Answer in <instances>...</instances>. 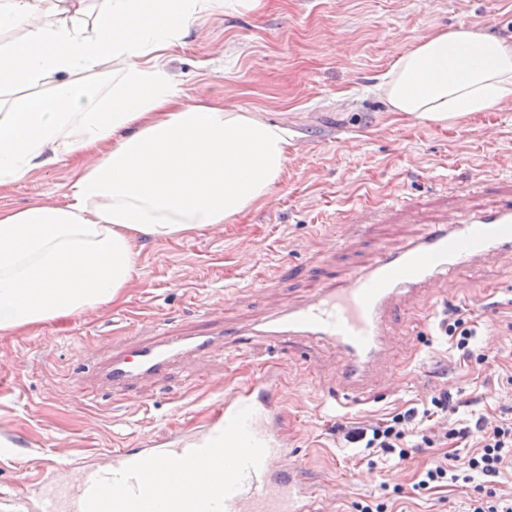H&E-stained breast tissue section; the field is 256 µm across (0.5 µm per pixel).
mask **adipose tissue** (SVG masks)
<instances>
[{"instance_id":"1","label":"adipose tissue","mask_w":512,"mask_h":512,"mask_svg":"<svg viewBox=\"0 0 512 512\" xmlns=\"http://www.w3.org/2000/svg\"><path fill=\"white\" fill-rule=\"evenodd\" d=\"M258 0H0V188L68 160L62 205L0 212V335L119 300L137 241L235 223L266 202L294 137L255 112L188 106L165 52L196 21ZM388 111L442 127L512 103V40L429 32L376 87Z\"/></svg>"}]
</instances>
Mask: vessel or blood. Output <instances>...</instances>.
I'll return each instance as SVG.
<instances>
[{
  "mask_svg": "<svg viewBox=\"0 0 512 512\" xmlns=\"http://www.w3.org/2000/svg\"><path fill=\"white\" fill-rule=\"evenodd\" d=\"M468 191H457L452 212L433 221L404 247L381 253L344 279L314 289L303 303L212 333L167 332L159 339L114 349L90 379L119 394L141 380L166 381L173 364L188 362L215 345L238 346L254 338L277 348L297 338L336 345L343 358L336 398L357 400L372 392L386 359L393 325L405 321L404 304L429 293L441 278L485 258L512 254V192L497 205L471 209ZM202 429L153 440L146 450L113 449L104 467H87L69 479L30 485L37 512H142L147 498L167 512H323L316 489L301 478L288 437L279 379L270 371L225 393ZM207 460L224 471L220 483L174 478L163 464Z\"/></svg>",
  "mask_w": 512,
  "mask_h": 512,
  "instance_id": "vessel-or-blood-1",
  "label": "vessel or blood"
}]
</instances>
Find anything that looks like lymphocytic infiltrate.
<instances>
[{"label": "lymphocytic infiltrate", "mask_w": 512, "mask_h": 512, "mask_svg": "<svg viewBox=\"0 0 512 512\" xmlns=\"http://www.w3.org/2000/svg\"><path fill=\"white\" fill-rule=\"evenodd\" d=\"M449 396L447 391H440L431 400L430 408L423 413L414 410L394 415L391 419L357 426L347 429L344 438L347 442L364 444L366 449L384 455H397L399 459H407L413 452L409 444L410 438H419L421 445L433 447L437 438L447 440L463 439L470 433H477L481 450L472 455L462 464L445 460L430 462L421 472L417 483L418 488L432 489L446 483H454L459 479L460 471H468L494 483L500 477L501 470L507 460L512 459V419H505L495 425H487L484 420H477L474 427H451L441 425L437 436L426 434L421 424L422 419L435 416H447Z\"/></svg>", "instance_id": "f902f5d3"}]
</instances>
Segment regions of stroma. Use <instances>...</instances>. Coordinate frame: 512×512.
Listing matches in <instances>:
<instances>
[{"instance_id":"obj_1","label":"stroma","mask_w":512,"mask_h":512,"mask_svg":"<svg viewBox=\"0 0 512 512\" xmlns=\"http://www.w3.org/2000/svg\"><path fill=\"white\" fill-rule=\"evenodd\" d=\"M491 13L501 20L495 33L512 34V0H261L255 10L192 24L167 52L185 103L221 102L287 124L296 150L271 202L237 223L144 242L122 301L0 338V497L13 500L14 512H26L20 473L39 477L51 459L99 464L112 449L189 430L268 361L280 377L295 457L306 480L327 491L326 512H355L358 502H382L388 512H467L481 477L422 490L417 472L447 454L476 453V439L441 442L400 463L342 447L337 428L423 409L442 387L451 423L512 417V254L449 275L409 307L413 325L432 302L489 305L474 320L475 357L463 358L443 336L423 344L412 326L395 330L376 399L344 409L327 398L341 354L309 339L273 354L260 342L218 348L125 396L82 387L80 369L166 329H217L301 302L313 283L345 277L414 238L421 222L453 207L458 185L477 182L473 209L498 200L512 186V105L440 128L400 119L370 92L420 35L483 29ZM71 178L62 163L0 189V211L64 203ZM398 195L420 205V223L397 211L387 223L351 229V208Z\"/></svg>"}]
</instances>
